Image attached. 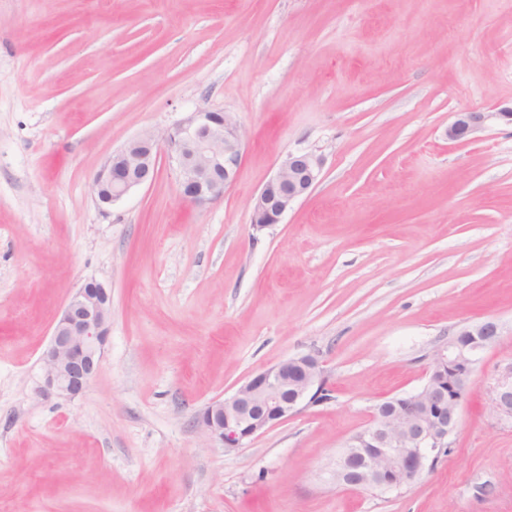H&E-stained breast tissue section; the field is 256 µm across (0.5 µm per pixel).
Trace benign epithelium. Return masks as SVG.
Segmentation results:
<instances>
[{
  "label": "benign epithelium",
  "mask_w": 512,
  "mask_h": 512,
  "mask_svg": "<svg viewBox=\"0 0 512 512\" xmlns=\"http://www.w3.org/2000/svg\"><path fill=\"white\" fill-rule=\"evenodd\" d=\"M512 125V107L497 112H458L446 136L463 142L490 119ZM243 139L223 111L190 113L161 135L146 131L113 152L92 178L102 206H110L153 181L161 156L178 175L182 198L204 206L224 197L236 180ZM321 158L290 153L254 199L252 224H278L292 205L318 183ZM112 318L110 290L95 280L68 298L42 355L41 396L72 398L99 371ZM502 336L494 319L460 327L433 351L425 382L414 392L377 404L368 426L349 440L330 467L331 481L356 491H396L433 469L448 447L481 353ZM327 372L313 354L290 357L249 377L235 392L211 402L197 417L207 438L226 450L243 447L304 407L329 399ZM492 410L512 418V366L498 382Z\"/></svg>",
  "instance_id": "7a95c632"
}]
</instances>
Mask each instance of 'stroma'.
Segmentation results:
<instances>
[{
  "instance_id": "1",
  "label": "stroma",
  "mask_w": 512,
  "mask_h": 512,
  "mask_svg": "<svg viewBox=\"0 0 512 512\" xmlns=\"http://www.w3.org/2000/svg\"><path fill=\"white\" fill-rule=\"evenodd\" d=\"M512 0H0V512H512ZM221 110L235 182L195 207L160 161L111 206L104 160ZM321 157L281 223L255 196ZM112 292L99 373L35 394L70 295ZM488 318L453 452L408 488H336L373 405L418 389L433 347ZM316 355L332 399L227 451L196 418L249 376ZM496 119L512 125V107L500 109L498 112H458L454 121L448 126V140L463 142L482 129L490 119ZM321 167V158L312 153L288 154L255 197L252 224L265 227L280 223L288 209L318 183ZM492 410L498 416L512 420V364L495 388Z\"/></svg>"
}]
</instances>
